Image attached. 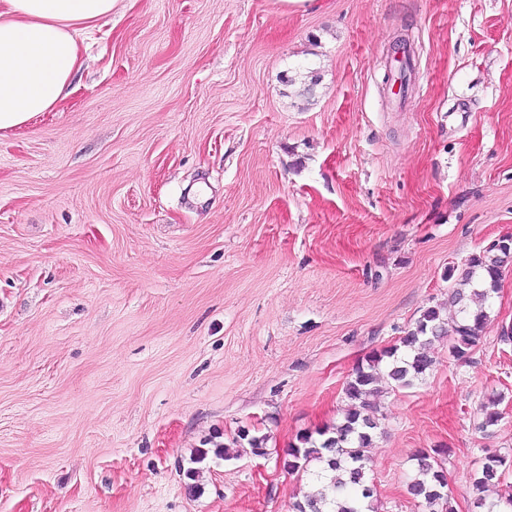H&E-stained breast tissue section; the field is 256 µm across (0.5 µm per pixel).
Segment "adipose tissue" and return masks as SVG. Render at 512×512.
<instances>
[{
  "label": "adipose tissue",
  "instance_id": "adipose-tissue-1",
  "mask_svg": "<svg viewBox=\"0 0 512 512\" xmlns=\"http://www.w3.org/2000/svg\"><path fill=\"white\" fill-rule=\"evenodd\" d=\"M117 0H0V135L54 111L81 66L78 31Z\"/></svg>",
  "mask_w": 512,
  "mask_h": 512
}]
</instances>
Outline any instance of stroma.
<instances>
[{
    "mask_svg": "<svg viewBox=\"0 0 512 512\" xmlns=\"http://www.w3.org/2000/svg\"><path fill=\"white\" fill-rule=\"evenodd\" d=\"M77 40L64 101L0 137V512H294L289 448L512 234V0H118ZM504 324L512 267L465 359L434 341L422 383L383 389L378 512H426L430 448L477 512L481 459L512 454Z\"/></svg>",
    "mask_w": 512,
    "mask_h": 512,
    "instance_id": "obj_1",
    "label": "stroma"
}]
</instances>
